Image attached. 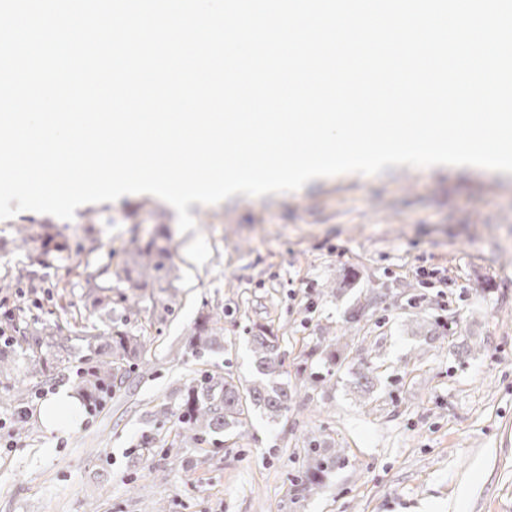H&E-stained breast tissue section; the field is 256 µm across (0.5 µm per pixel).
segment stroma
Returning <instances> with one entry per match:
<instances>
[{
    "instance_id": "stroma-1",
    "label": "stroma",
    "mask_w": 512,
    "mask_h": 512,
    "mask_svg": "<svg viewBox=\"0 0 512 512\" xmlns=\"http://www.w3.org/2000/svg\"><path fill=\"white\" fill-rule=\"evenodd\" d=\"M188 211L184 233L149 194L82 205L69 221L0 220V329L15 337L9 310L45 325L93 316L88 282L120 274L135 244L172 251L138 310L94 316L145 341L103 403L87 406L92 361L78 341L65 358L49 341L17 352L0 376V392L23 390L0 402V512H512V174L403 166ZM46 232L68 249L44 268ZM22 267L42 276L38 294ZM207 316L220 346L198 356L190 340ZM262 326L280 338L290 411L250 413L242 436L201 449L184 442L174 412L190 380L251 385ZM366 366L363 394L351 377ZM61 392L78 421L58 433L41 412ZM317 442L328 454L307 494Z\"/></svg>"
}]
</instances>
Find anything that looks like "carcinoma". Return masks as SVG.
Masks as SVG:
<instances>
[{
  "label": "carcinoma",
  "instance_id": "cac0c4a2",
  "mask_svg": "<svg viewBox=\"0 0 512 512\" xmlns=\"http://www.w3.org/2000/svg\"><path fill=\"white\" fill-rule=\"evenodd\" d=\"M170 259L169 247L160 246L153 240L143 247L135 248L131 260L123 268V281L130 293H118V302L122 304L123 310L131 309L130 299L148 282H160L166 278ZM66 328H71V324L64 327L58 323L39 328L34 326L23 336V341L13 337L4 342L0 346V375L9 370L8 360L15 347L22 342L32 351L42 345L45 337L50 336L59 338L58 347L67 348L71 337L63 335ZM82 340L87 342L88 348L97 358L94 388L98 392L97 400L102 402L111 396L112 388L124 383L129 377L130 369L141 360L145 345L126 332L106 336L85 329ZM217 344L216 321L206 317L197 325L191 345L201 352ZM251 345L260 381L244 388L237 385L230 376H216L207 372L201 378L192 380V385L187 388L178 408L177 420L191 432L189 439L194 443H205L220 434L241 433L243 416L253 409L261 410L275 419L291 408L292 396L288 392V383L281 381L283 361L279 356V338L260 329L252 336ZM373 380V370L366 367L355 372L353 384L357 390L367 392L374 386ZM322 452L324 449L320 447L311 449L313 464L303 484V490L307 492L318 484V476L323 468Z\"/></svg>",
  "mask_w": 512,
  "mask_h": 512
}]
</instances>
